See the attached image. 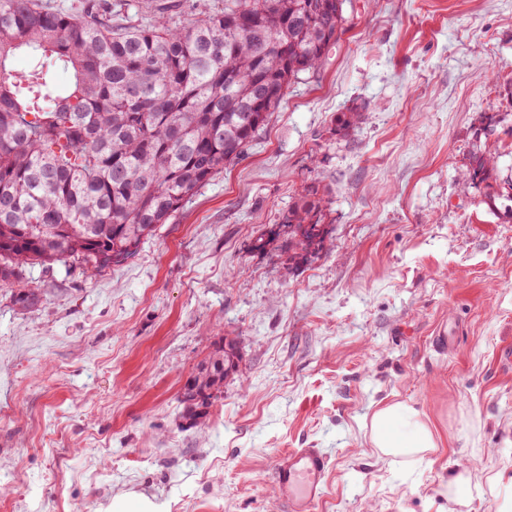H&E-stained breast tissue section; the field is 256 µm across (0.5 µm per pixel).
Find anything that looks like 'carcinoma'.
Wrapping results in <instances>:
<instances>
[{
	"mask_svg": "<svg viewBox=\"0 0 512 512\" xmlns=\"http://www.w3.org/2000/svg\"><path fill=\"white\" fill-rule=\"evenodd\" d=\"M346 22L336 0H224L186 25L122 27L110 0L71 12L0 0V285L28 308L41 294L21 285L27 265L133 257L243 155ZM467 178L511 223L512 174L479 150ZM323 207L305 197L288 211L294 253L324 244ZM238 362L234 341L216 345L185 386L184 419L207 416Z\"/></svg>",
	"mask_w": 512,
	"mask_h": 512,
	"instance_id": "1",
	"label": "carcinoma"
}]
</instances>
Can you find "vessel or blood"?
<instances>
[{
  "label": "vessel or blood",
  "mask_w": 512,
  "mask_h": 512,
  "mask_svg": "<svg viewBox=\"0 0 512 512\" xmlns=\"http://www.w3.org/2000/svg\"><path fill=\"white\" fill-rule=\"evenodd\" d=\"M328 466L329 457L320 448H293L278 457L272 482L289 512H310L323 494Z\"/></svg>",
  "instance_id": "b4317fda"
}]
</instances>
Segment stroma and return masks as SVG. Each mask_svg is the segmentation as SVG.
<instances>
[{
    "label": "stroma",
    "mask_w": 512,
    "mask_h": 512,
    "mask_svg": "<svg viewBox=\"0 0 512 512\" xmlns=\"http://www.w3.org/2000/svg\"><path fill=\"white\" fill-rule=\"evenodd\" d=\"M124 2L180 24L224 4ZM344 14L320 69L134 257L25 268L31 309L0 287V512H104L130 492L288 512L270 472L311 446L330 457L314 512H512V223L464 177L477 149L512 167V0ZM310 187L330 244L295 259L283 218ZM222 337L238 371L183 427L185 383ZM390 400L438 436L415 468L369 444ZM461 464L474 491L455 508Z\"/></svg>",
    "instance_id": "1"
}]
</instances>
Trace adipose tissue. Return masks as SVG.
Listing matches in <instances>:
<instances>
[{
  "label": "adipose tissue",
  "mask_w": 512,
  "mask_h": 512,
  "mask_svg": "<svg viewBox=\"0 0 512 512\" xmlns=\"http://www.w3.org/2000/svg\"><path fill=\"white\" fill-rule=\"evenodd\" d=\"M371 445L379 455L412 465L438 447L429 422L412 406L390 401L376 408L370 421Z\"/></svg>",
  "instance_id": "ef3b65f1"
}]
</instances>
